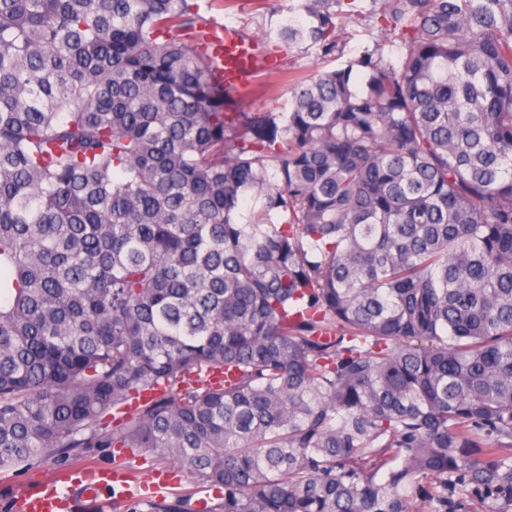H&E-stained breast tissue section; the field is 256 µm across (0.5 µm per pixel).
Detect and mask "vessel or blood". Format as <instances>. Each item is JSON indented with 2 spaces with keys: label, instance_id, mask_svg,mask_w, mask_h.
Returning a JSON list of instances; mask_svg holds the SVG:
<instances>
[{
  "label": "vessel or blood",
  "instance_id": "b4317fda",
  "mask_svg": "<svg viewBox=\"0 0 512 512\" xmlns=\"http://www.w3.org/2000/svg\"><path fill=\"white\" fill-rule=\"evenodd\" d=\"M207 45L217 62V77L231 89L243 86L259 62L256 45L242 38L231 22L213 21L208 29ZM122 478V473L109 468L76 469L68 477L65 492L51 487L26 494L21 498V507L23 512H60L68 497L85 493L88 485L108 492Z\"/></svg>",
  "mask_w": 512,
  "mask_h": 512
}]
</instances>
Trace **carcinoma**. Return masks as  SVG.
Wrapping results in <instances>:
<instances>
[{"label": "carcinoma", "mask_w": 512, "mask_h": 512, "mask_svg": "<svg viewBox=\"0 0 512 512\" xmlns=\"http://www.w3.org/2000/svg\"><path fill=\"white\" fill-rule=\"evenodd\" d=\"M386 34L344 57L343 22ZM197 0H0V470L118 448L215 501L512 512V0H291L248 112ZM251 201L244 210L242 203ZM264 56L262 67L251 78L249 85L240 92L233 93L246 111L251 112H281L288 109V100L291 96L285 72L288 69L298 74H314L318 71L328 70L335 63L325 65L314 54L286 57L274 49ZM276 89V92H268Z\"/></svg>", "instance_id": "1"}]
</instances>
